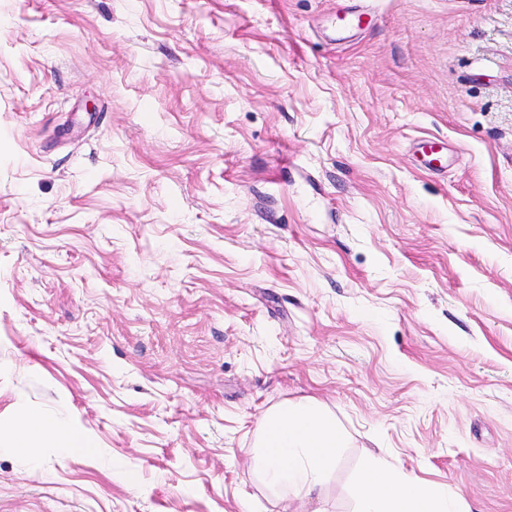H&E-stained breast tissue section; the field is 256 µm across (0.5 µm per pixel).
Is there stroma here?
<instances>
[{"instance_id": "obj_1", "label": "stroma", "mask_w": 512, "mask_h": 512, "mask_svg": "<svg viewBox=\"0 0 512 512\" xmlns=\"http://www.w3.org/2000/svg\"><path fill=\"white\" fill-rule=\"evenodd\" d=\"M369 458L512 512V0H0V512H355ZM345 437L315 401L280 405L263 416L257 460L265 485L284 496L320 497ZM40 428L41 420L37 417L31 419L28 426L15 432L13 447L19 448L28 458L36 460L39 453Z\"/></svg>"}]
</instances>
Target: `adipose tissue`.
<instances>
[{"mask_svg": "<svg viewBox=\"0 0 512 512\" xmlns=\"http://www.w3.org/2000/svg\"><path fill=\"white\" fill-rule=\"evenodd\" d=\"M345 437L314 401L280 405L263 416L257 460L265 485L282 495L321 496ZM357 512H454L448 490L367 460L352 489Z\"/></svg>", "mask_w": 512, "mask_h": 512, "instance_id": "ef3b65f1", "label": "adipose tissue"}]
</instances>
